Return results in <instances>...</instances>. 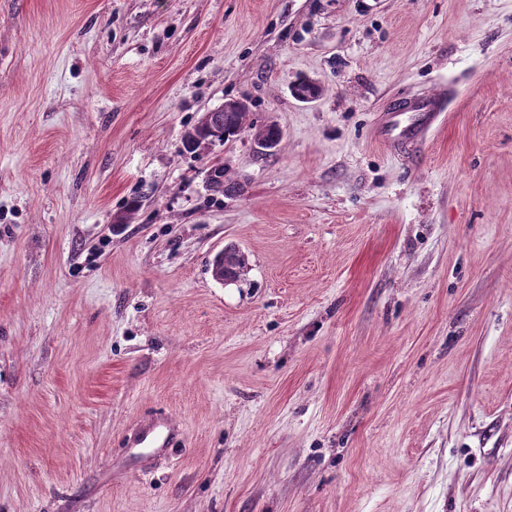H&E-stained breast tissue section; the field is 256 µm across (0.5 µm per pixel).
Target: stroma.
I'll list each match as a JSON object with an SVG mask.
<instances>
[{"instance_id": "stroma-1", "label": "stroma", "mask_w": 512, "mask_h": 512, "mask_svg": "<svg viewBox=\"0 0 512 512\" xmlns=\"http://www.w3.org/2000/svg\"><path fill=\"white\" fill-rule=\"evenodd\" d=\"M0 512H512V0H0ZM436 109V100L430 96L405 99L386 112L385 119L377 127V133L391 147L411 143L425 124L429 113L435 112ZM407 112L412 114L410 122L401 119ZM250 113L248 105L242 109H225L222 104L204 113L186 133L197 130L201 124L204 130L223 135V139H218L219 144L232 142L242 134L249 132L254 140L276 139V143L279 145L282 139L279 127L273 123L257 124L254 119L250 118ZM212 167V171L215 177L214 184L217 186V189H213L211 191V185L205 177L204 187L207 191L212 192L214 195L231 196V193H238L243 190V185L240 183V181L237 178L230 176L229 166H226L223 163H217L209 168ZM217 266H222L224 273L223 275H217L214 280L222 284H228L224 282L225 277H236L241 276L247 268V256L236 246H227L224 250L218 252L215 256Z\"/></svg>"}]
</instances>
